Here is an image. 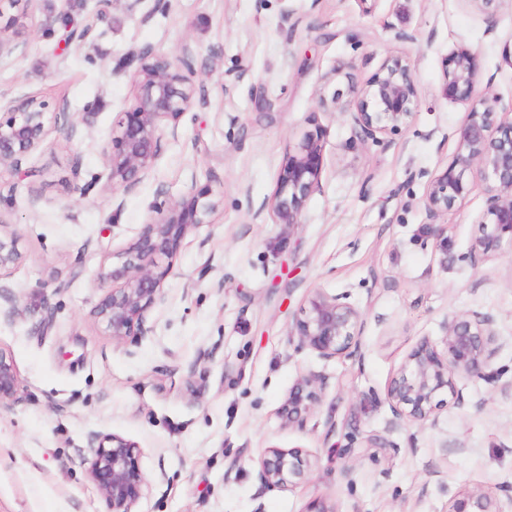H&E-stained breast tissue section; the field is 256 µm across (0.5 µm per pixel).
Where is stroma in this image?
Instances as JSON below:
<instances>
[{
	"label": "stroma",
	"instance_id": "35a3bbf8",
	"mask_svg": "<svg viewBox=\"0 0 512 512\" xmlns=\"http://www.w3.org/2000/svg\"><path fill=\"white\" fill-rule=\"evenodd\" d=\"M21 0L12 53L0 56V112L20 95L87 114L73 140L0 170V220L21 253L6 278L20 312L0 318L18 399L0 404V512H108L80 464L93 433L134 442L151 480L136 512H448L482 486L512 512V396L461 381L464 405L440 393L436 425L389 427L387 386L418 341L441 342L452 315L496 321L492 367L512 380V253L472 264L485 207L481 181L430 228L422 199L457 147L469 106L445 97L444 65L460 46L479 60L476 88L512 105V0ZM102 11L92 35L69 30ZM195 50L208 107L182 117L151 174L115 210L102 153L134 103L133 50ZM410 61L419 107L400 133L364 138L335 112L336 90L366 87L384 60ZM320 133L321 186L295 230L267 201L289 155ZM80 163L81 176L71 166ZM208 192L220 206L188 234L151 336L113 341L93 316L94 275L138 237L158 186ZM348 295L364 315L358 354L326 361L292 334L316 290ZM328 378L304 428L280 408L294 383ZM385 439L374 448L371 437ZM271 446L318 459L306 482L262 489Z\"/></svg>",
	"mask_w": 512,
	"mask_h": 512
}]
</instances>
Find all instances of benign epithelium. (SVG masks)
Segmentation results:
<instances>
[{
  "label": "benign epithelium",
  "instance_id": "benign-epithelium-1",
  "mask_svg": "<svg viewBox=\"0 0 512 512\" xmlns=\"http://www.w3.org/2000/svg\"><path fill=\"white\" fill-rule=\"evenodd\" d=\"M140 65L132 76L134 105L112 131L103 147L108 168L107 190L112 195L133 191L153 170L162 141L179 139L182 116L194 106L209 105L207 90L192 79L194 50L184 44L169 55L152 46L136 50ZM478 56L460 47L447 58L445 96L469 104V119L458 133L452 161L429 183L423 202L436 220L471 192L469 175L480 177L486 187V206L478 217L479 236L469 258L478 264L512 246V108L498 111V101L475 90ZM352 98L340 112L352 116L364 137H380L407 127L419 106L417 86L410 65L389 57L380 73L363 89H350ZM78 127L75 113L62 102L54 109L34 96H21L9 111L0 114V167L19 170L34 150L51 144V135L72 138ZM322 144L314 134L304 136L296 154L281 168L277 188L268 207L279 223L292 230L302 223L309 197L320 188ZM219 202L209 194H187L178 201L151 207L133 247L119 254L120 263L102 265L96 272L101 295L94 317L115 341L147 336L148 312L165 295L164 283L171 259L183 239L203 224L211 223ZM20 257L16 239L0 235V277L8 274ZM363 315L345 294L314 291L297 318L294 336L298 346L325 360L356 356L360 349ZM443 349L429 339L419 341L400 372L390 382L385 402L390 424L411 422L420 426L437 421L435 398L445 392L464 402L460 377L493 381L497 334L489 313L455 314L445 324ZM327 381L322 375L300 378L281 407L288 427L302 428L322 400ZM18 375L13 360L0 350V403L18 398ZM140 450L116 434H94L83 465L88 478L105 498L109 512H135L134 507L150 487L139 466ZM315 461L298 449L272 446L258 462L255 478L266 490H287L303 482ZM448 512H499L496 500L480 486L465 489L448 500Z\"/></svg>",
  "mask_w": 512,
  "mask_h": 512
}]
</instances>
